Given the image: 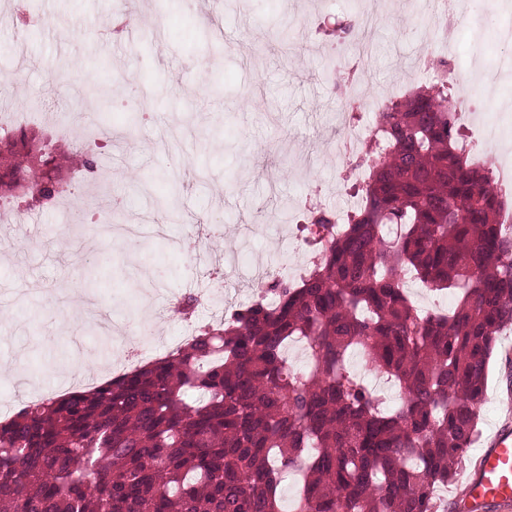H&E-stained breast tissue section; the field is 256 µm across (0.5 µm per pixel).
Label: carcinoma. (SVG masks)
Instances as JSON below:
<instances>
[{"label": "carcinoma", "mask_w": 512, "mask_h": 512, "mask_svg": "<svg viewBox=\"0 0 512 512\" xmlns=\"http://www.w3.org/2000/svg\"><path fill=\"white\" fill-rule=\"evenodd\" d=\"M361 203L337 231L312 212L318 259L278 272L261 300L200 327L171 354L88 391L28 400L0 421L5 512H439L478 435L497 336L512 326L508 197L476 166L448 84L374 115ZM71 157L20 132L0 140V199L34 211L63 196ZM395 224L399 234L386 235ZM450 290L414 306L405 276ZM303 342L307 371L285 356ZM353 352L399 387L393 407L349 367ZM416 287L418 288H408L407 291L411 297V299L415 302L417 306L423 309V307H427L430 309H438V310H448L451 307L452 299L450 294L448 295L446 293L443 294H436L434 292L431 293V295L427 296H419L415 290L422 289L426 290L425 288H422L419 284L411 281ZM435 301L439 302V306H435Z\"/></svg>", "instance_id": "cac0c4a2"}]
</instances>
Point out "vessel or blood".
<instances>
[{"instance_id": "obj_1", "label": "vessel or blood", "mask_w": 512, "mask_h": 512, "mask_svg": "<svg viewBox=\"0 0 512 512\" xmlns=\"http://www.w3.org/2000/svg\"><path fill=\"white\" fill-rule=\"evenodd\" d=\"M460 498L468 512H485L490 506L512 512V421L495 431L468 475Z\"/></svg>"}]
</instances>
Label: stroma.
Returning a JSON list of instances; mask_svg holds the SVG:
<instances>
[{"instance_id":"1","label":"stroma","mask_w":512,"mask_h":512,"mask_svg":"<svg viewBox=\"0 0 512 512\" xmlns=\"http://www.w3.org/2000/svg\"><path fill=\"white\" fill-rule=\"evenodd\" d=\"M23 8L24 0H0V74L15 84L11 108L37 115L26 122L28 132L73 150L79 143L64 129L67 98L81 96L91 81L111 85L116 99L132 85L144 94L138 124L112 108V135L96 152L112 170L109 192L85 199L104 209L111 198L127 199L116 219L142 225V238L115 239L96 224L66 230L54 206L0 223V393L24 401L33 390L15 387L5 373L18 359L40 385L63 393L84 375L119 373L117 357L80 360L75 350L94 346L97 309L124 327L150 269L164 272L150 308L164 338L176 328L167 316L173 297L204 288L205 261H222L249 240L246 268L276 272L301 259L288 234L296 205L313 198L345 210L337 142L349 131L340 99L354 61L335 37L337 23L364 8L389 17L374 38L366 96L435 82L412 71L432 38L425 0H38L41 23L32 35L15 26ZM510 21L512 14L493 8L479 20L461 14L460 65L477 67L467 53L477 45L489 57L500 52L494 30ZM284 29L297 46L290 60L278 40ZM189 165L200 166L203 177L186 174ZM163 197L175 217L159 210ZM214 223L223 224V239L197 258L184 256L180 237L191 225ZM92 264L100 286L88 291L90 306L47 323L49 302L83 287ZM497 341L501 355L491 365L479 437L444 488L445 512H458L454 498L479 450L511 414L504 395L512 388V327Z\"/></svg>"}]
</instances>
